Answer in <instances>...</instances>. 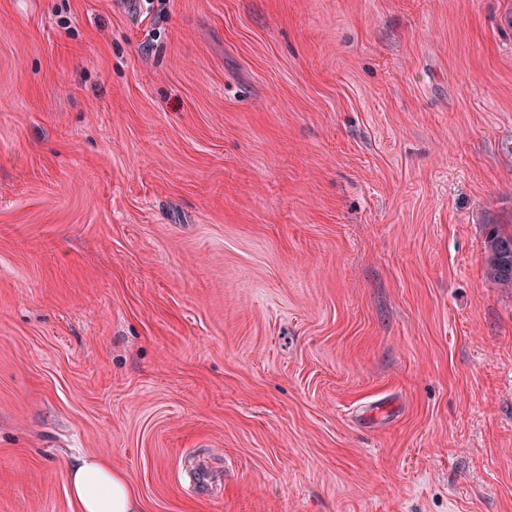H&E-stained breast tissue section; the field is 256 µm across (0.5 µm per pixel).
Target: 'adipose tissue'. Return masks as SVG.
<instances>
[{
	"label": "adipose tissue",
	"mask_w": 512,
	"mask_h": 512,
	"mask_svg": "<svg viewBox=\"0 0 512 512\" xmlns=\"http://www.w3.org/2000/svg\"><path fill=\"white\" fill-rule=\"evenodd\" d=\"M71 497L80 512H142L143 501L127 475L105 461L82 458L67 467Z\"/></svg>",
	"instance_id": "adipose-tissue-1"
}]
</instances>
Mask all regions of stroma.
Segmentation results:
<instances>
[{"mask_svg": "<svg viewBox=\"0 0 512 512\" xmlns=\"http://www.w3.org/2000/svg\"><path fill=\"white\" fill-rule=\"evenodd\" d=\"M492 224L512 0H0V512H512ZM66 469L70 495L81 512H145L127 475L106 461L82 458Z\"/></svg>", "mask_w": 512, "mask_h": 512, "instance_id": "1", "label": "stroma"}]
</instances>
